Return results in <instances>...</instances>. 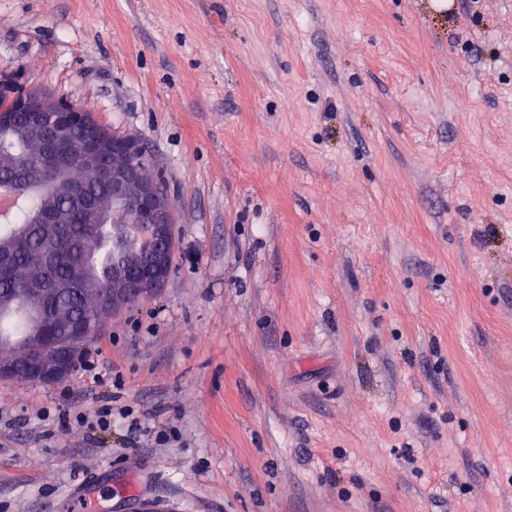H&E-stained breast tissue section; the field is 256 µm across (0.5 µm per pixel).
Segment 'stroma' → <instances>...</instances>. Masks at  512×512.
Masks as SVG:
<instances>
[{"label": "stroma", "instance_id": "stroma-1", "mask_svg": "<svg viewBox=\"0 0 512 512\" xmlns=\"http://www.w3.org/2000/svg\"><path fill=\"white\" fill-rule=\"evenodd\" d=\"M461 2L0 0V92L140 133L176 222L97 375L0 380V512H512V0ZM129 409L124 406H114L112 404H103L96 411L95 422H91V427L107 430L112 426V419L125 420L129 418Z\"/></svg>", "mask_w": 512, "mask_h": 512}]
</instances>
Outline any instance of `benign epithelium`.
<instances>
[{
  "mask_svg": "<svg viewBox=\"0 0 512 512\" xmlns=\"http://www.w3.org/2000/svg\"><path fill=\"white\" fill-rule=\"evenodd\" d=\"M25 112L28 121L21 132L53 130L43 151L32 163H24L26 180L32 184L53 181L79 165L80 169L108 187L112 199V223L125 224L141 242L134 257L112 271L107 287L95 292L90 305L103 322L128 310L147 294L158 291L170 279L174 257L175 214L171 196L159 178H149L137 163L145 154V142L135 132H112L107 136L92 110L58 100L45 91L31 88L0 106V126H12L13 113ZM73 123L83 126L80 153L71 155L58 145ZM79 219L70 206L52 205L39 216L42 239L56 243L65 226ZM18 243L0 242V270L13 268ZM89 273L81 263H72L66 275L49 278L47 271L23 275L18 292L43 303L60 299L76 284L87 281ZM67 326L71 336L61 342L56 329ZM89 326L75 320L70 310L57 303L38 319L27 336L0 342V380L21 379L37 384H58L68 380L76 362L86 354Z\"/></svg>",
  "mask_w": 512,
  "mask_h": 512,
  "instance_id": "obj_1",
  "label": "benign epithelium"
}]
</instances>
